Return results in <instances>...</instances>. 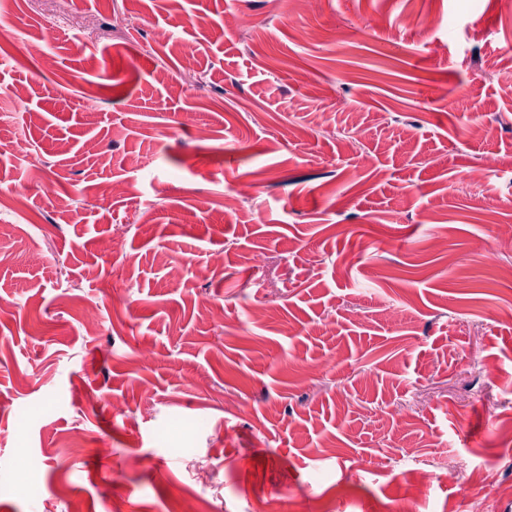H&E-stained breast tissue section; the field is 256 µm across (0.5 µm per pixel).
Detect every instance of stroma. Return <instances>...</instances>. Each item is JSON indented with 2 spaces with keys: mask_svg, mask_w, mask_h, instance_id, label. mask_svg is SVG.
<instances>
[{
  "mask_svg": "<svg viewBox=\"0 0 512 512\" xmlns=\"http://www.w3.org/2000/svg\"><path fill=\"white\" fill-rule=\"evenodd\" d=\"M27 2L0 0V512H457L512 486V73L487 68L512 0H72L112 30L81 42ZM389 449L469 480L416 495Z\"/></svg>",
  "mask_w": 512,
  "mask_h": 512,
  "instance_id": "obj_1",
  "label": "stroma"
}]
</instances>
